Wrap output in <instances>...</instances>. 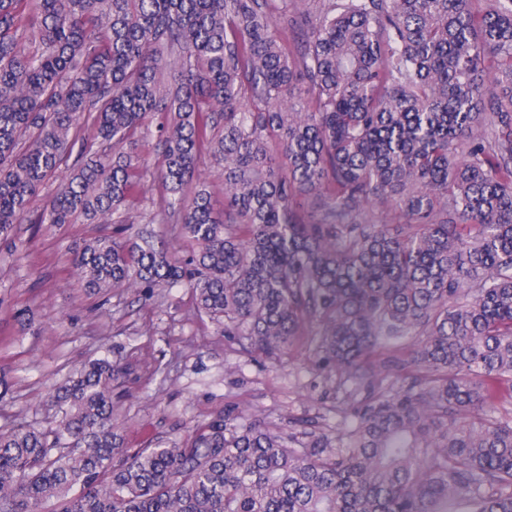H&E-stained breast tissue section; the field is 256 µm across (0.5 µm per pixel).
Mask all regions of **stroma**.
<instances>
[{
    "label": "stroma",
    "mask_w": 512,
    "mask_h": 512,
    "mask_svg": "<svg viewBox=\"0 0 512 512\" xmlns=\"http://www.w3.org/2000/svg\"><path fill=\"white\" fill-rule=\"evenodd\" d=\"M113 230L24 223L14 242L0 241V378L10 384L0 427L48 425L58 413L55 390L79 362L107 354L126 369L113 384L125 447L185 439L221 410L287 437L335 434L341 395L309 337L267 354L200 314L189 288L151 300L122 290L105 298L72 278L73 248Z\"/></svg>",
    "instance_id": "stroma-1"
}]
</instances>
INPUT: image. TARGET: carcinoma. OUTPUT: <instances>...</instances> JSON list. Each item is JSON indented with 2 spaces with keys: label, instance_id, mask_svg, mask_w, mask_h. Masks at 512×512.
I'll return each mask as SVG.
<instances>
[{
  "label": "carcinoma",
  "instance_id": "cac0c4a2",
  "mask_svg": "<svg viewBox=\"0 0 512 512\" xmlns=\"http://www.w3.org/2000/svg\"><path fill=\"white\" fill-rule=\"evenodd\" d=\"M22 2L0 0V238L125 223L156 119L142 218L180 224L189 257L101 235L73 273L146 300L185 284L267 353L315 322L358 406L292 446L219 411L127 453L123 368L90 359L48 426L0 427V512H512V0ZM156 121L149 126V131L139 134L137 139V151L145 159L148 165V172L144 177V191L131 200L129 212L135 216L140 212H153L159 207L162 189L155 178V158L153 146L157 139Z\"/></svg>",
  "mask_w": 512,
  "mask_h": 512
}]
</instances>
